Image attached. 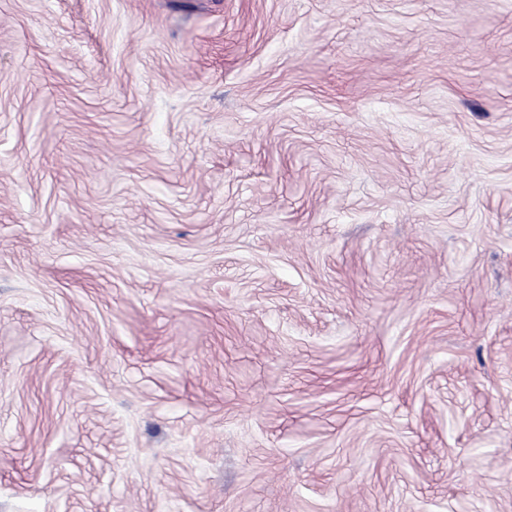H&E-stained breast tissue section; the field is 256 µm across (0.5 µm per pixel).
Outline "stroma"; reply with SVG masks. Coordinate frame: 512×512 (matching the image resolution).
<instances>
[{
	"label": "stroma",
	"instance_id": "obj_1",
	"mask_svg": "<svg viewBox=\"0 0 512 512\" xmlns=\"http://www.w3.org/2000/svg\"><path fill=\"white\" fill-rule=\"evenodd\" d=\"M0 512H512V0H0Z\"/></svg>",
	"mask_w": 512,
	"mask_h": 512
}]
</instances>
